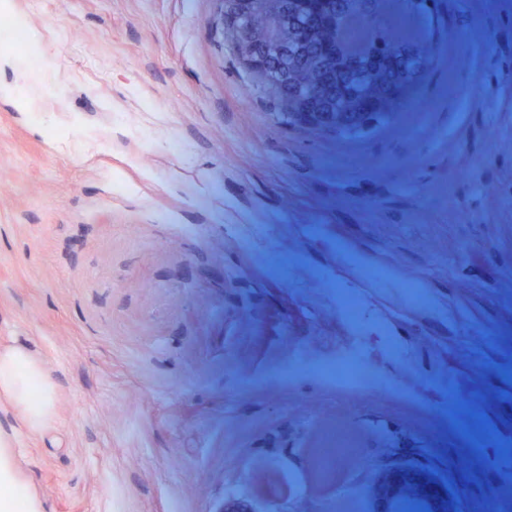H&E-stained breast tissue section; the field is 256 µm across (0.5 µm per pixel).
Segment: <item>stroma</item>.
<instances>
[{"instance_id": "35a3bbf8", "label": "stroma", "mask_w": 512, "mask_h": 512, "mask_svg": "<svg viewBox=\"0 0 512 512\" xmlns=\"http://www.w3.org/2000/svg\"><path fill=\"white\" fill-rule=\"evenodd\" d=\"M0 8V345L56 386L33 435L45 512H220L251 458L351 422L460 512H512V0H447L419 109L358 136L290 114L215 0ZM356 292L365 324L340 307ZM375 377L283 367L343 357Z\"/></svg>"}]
</instances>
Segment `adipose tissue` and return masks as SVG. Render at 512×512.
<instances>
[{
  "label": "adipose tissue",
  "mask_w": 512,
  "mask_h": 512,
  "mask_svg": "<svg viewBox=\"0 0 512 512\" xmlns=\"http://www.w3.org/2000/svg\"><path fill=\"white\" fill-rule=\"evenodd\" d=\"M0 400L29 432H44L56 420L55 387L26 345L0 347ZM0 512H45L42 500L22 477L15 440L0 429Z\"/></svg>",
  "instance_id": "ef3b65f1"
}]
</instances>
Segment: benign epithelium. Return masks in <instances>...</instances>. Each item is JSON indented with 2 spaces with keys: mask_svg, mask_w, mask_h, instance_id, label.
Returning a JSON list of instances; mask_svg holds the SVG:
<instances>
[{
  "mask_svg": "<svg viewBox=\"0 0 512 512\" xmlns=\"http://www.w3.org/2000/svg\"><path fill=\"white\" fill-rule=\"evenodd\" d=\"M214 22L229 23L234 46L240 57L256 72L259 80L311 120L338 127L361 121L358 112H338L336 100L345 92L344 67L336 60L350 59L375 74L369 88L371 97L381 95L382 86L394 75L407 78L399 68L398 53L389 49L364 53L352 39L356 31L366 42H381L376 20L380 0H370L358 15L343 0L327 13L314 9L310 0H216ZM403 466L382 471L374 481L370 499L377 512L388 498L425 500L430 512H459L454 497L424 470L405 476ZM253 476L228 487L226 512H240L236 505L251 501L245 512H322L312 479L299 488L288 486V469L271 456L260 457L252 466Z\"/></svg>",
  "mask_w": 512,
  "mask_h": 512,
  "instance_id": "1",
  "label": "benign epithelium"
}]
</instances>
